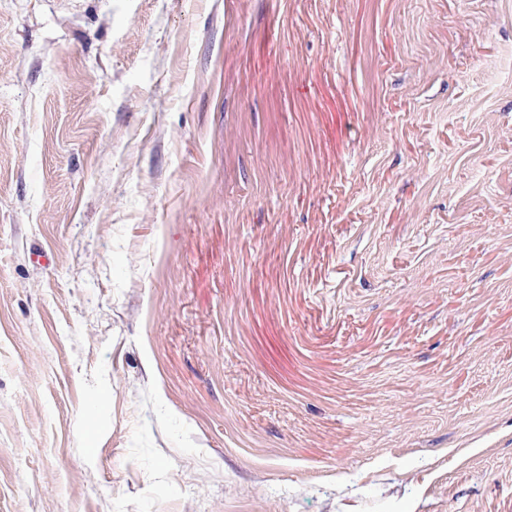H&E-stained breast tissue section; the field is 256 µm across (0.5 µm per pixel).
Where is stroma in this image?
Wrapping results in <instances>:
<instances>
[{"label":"stroma","instance_id":"obj_1","mask_svg":"<svg viewBox=\"0 0 512 512\" xmlns=\"http://www.w3.org/2000/svg\"><path fill=\"white\" fill-rule=\"evenodd\" d=\"M0 512H512V0H0Z\"/></svg>","mask_w":512,"mask_h":512}]
</instances>
